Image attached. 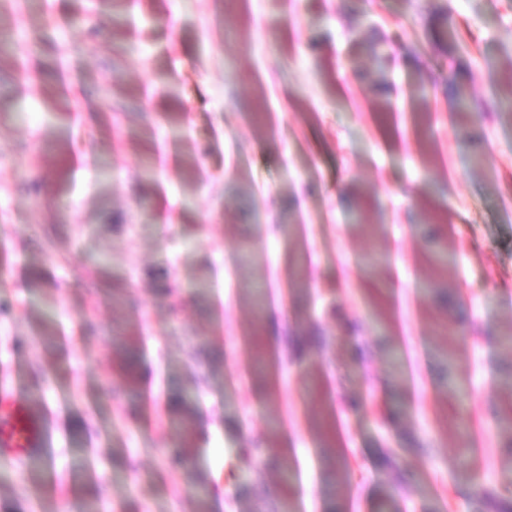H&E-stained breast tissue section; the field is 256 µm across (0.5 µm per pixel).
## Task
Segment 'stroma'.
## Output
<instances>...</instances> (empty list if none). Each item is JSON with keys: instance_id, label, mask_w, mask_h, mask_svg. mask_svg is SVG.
<instances>
[{"instance_id": "1", "label": "stroma", "mask_w": 512, "mask_h": 512, "mask_svg": "<svg viewBox=\"0 0 512 512\" xmlns=\"http://www.w3.org/2000/svg\"><path fill=\"white\" fill-rule=\"evenodd\" d=\"M12 2L0 57L34 77L0 68V377L52 442L36 484L0 458V512H196L202 489L209 512H385L398 486L408 512L512 498V124L494 106L512 0ZM448 23L468 54L439 41ZM452 66L482 107L480 169L448 119ZM101 270L129 305L89 297ZM278 308L322 337L313 361L264 336ZM200 371L186 433L167 402Z\"/></svg>"}]
</instances>
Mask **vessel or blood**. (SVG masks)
Here are the masks:
<instances>
[{
	"label": "vessel or blood",
	"mask_w": 512,
	"mask_h": 512,
	"mask_svg": "<svg viewBox=\"0 0 512 512\" xmlns=\"http://www.w3.org/2000/svg\"><path fill=\"white\" fill-rule=\"evenodd\" d=\"M49 443V429L28 397L0 381V457L19 463L40 456Z\"/></svg>",
	"instance_id": "obj_1"
}]
</instances>
